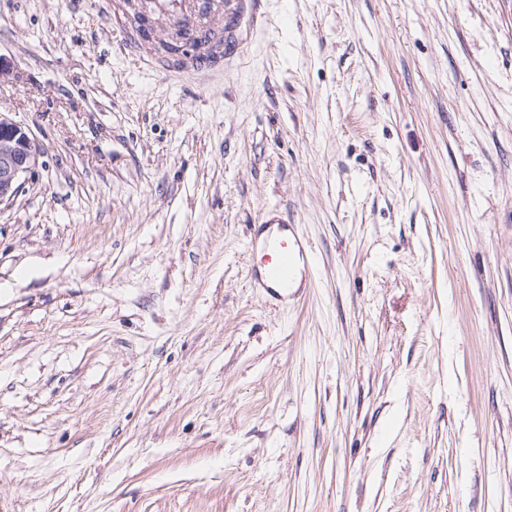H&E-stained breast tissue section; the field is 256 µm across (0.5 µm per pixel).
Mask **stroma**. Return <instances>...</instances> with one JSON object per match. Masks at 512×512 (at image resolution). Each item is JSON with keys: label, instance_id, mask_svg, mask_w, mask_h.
<instances>
[{"label": "stroma", "instance_id": "stroma-1", "mask_svg": "<svg viewBox=\"0 0 512 512\" xmlns=\"http://www.w3.org/2000/svg\"><path fill=\"white\" fill-rule=\"evenodd\" d=\"M94 2L0 0V512H512V0L241 5L205 81ZM39 150L29 132L0 112V204L11 200L37 163ZM284 219H270L258 224L256 235L250 242L251 249L264 253L261 270L255 272L257 288L266 293L288 297V288H295L309 272L307 244L294 232Z\"/></svg>", "mask_w": 512, "mask_h": 512}]
</instances>
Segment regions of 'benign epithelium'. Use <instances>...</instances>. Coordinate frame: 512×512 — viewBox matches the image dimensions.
Returning a JSON list of instances; mask_svg holds the SVG:
<instances>
[{"instance_id":"1","label":"benign epithelium","mask_w":512,"mask_h":512,"mask_svg":"<svg viewBox=\"0 0 512 512\" xmlns=\"http://www.w3.org/2000/svg\"><path fill=\"white\" fill-rule=\"evenodd\" d=\"M39 150L29 132L0 112V204L11 200L37 163Z\"/></svg>"}]
</instances>
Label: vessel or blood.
I'll use <instances>...</instances> for the list:
<instances>
[{
  "mask_svg": "<svg viewBox=\"0 0 512 512\" xmlns=\"http://www.w3.org/2000/svg\"><path fill=\"white\" fill-rule=\"evenodd\" d=\"M105 17L113 26L130 32L131 45L149 55L163 46V30H176L190 39L203 25L215 22L214 39L196 46L183 67L207 75L224 65V0H141L135 10L124 9L117 0ZM250 247L264 254L255 281L265 292L286 294L309 271L308 246L286 220L270 219L260 224Z\"/></svg>",
  "mask_w": 512,
  "mask_h": 512,
  "instance_id": "1",
  "label": "vessel or blood"
}]
</instances>
